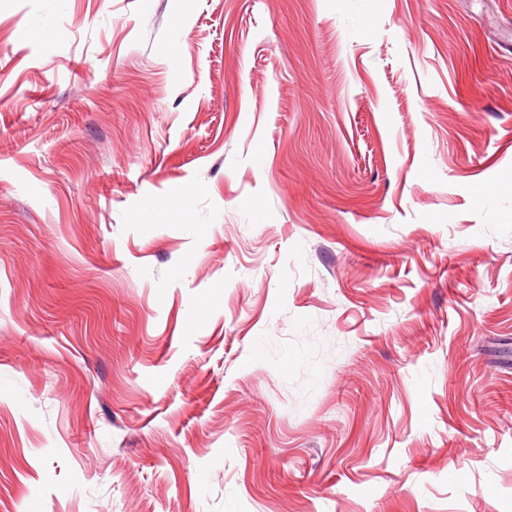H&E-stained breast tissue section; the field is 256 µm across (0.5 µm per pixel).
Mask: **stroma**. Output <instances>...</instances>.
Returning a JSON list of instances; mask_svg holds the SVG:
<instances>
[{
	"label": "stroma",
	"instance_id": "1",
	"mask_svg": "<svg viewBox=\"0 0 512 512\" xmlns=\"http://www.w3.org/2000/svg\"><path fill=\"white\" fill-rule=\"evenodd\" d=\"M0 512H512V0H0Z\"/></svg>",
	"mask_w": 512,
	"mask_h": 512
}]
</instances>
